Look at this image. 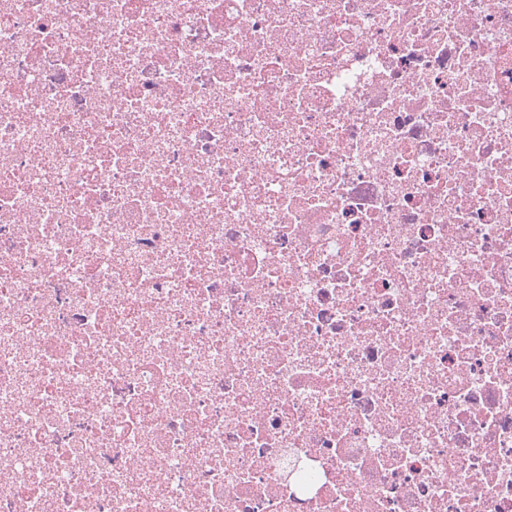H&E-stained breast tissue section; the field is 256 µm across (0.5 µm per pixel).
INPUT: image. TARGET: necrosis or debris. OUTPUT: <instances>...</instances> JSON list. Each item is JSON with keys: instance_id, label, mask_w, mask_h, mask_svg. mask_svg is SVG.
I'll return each instance as SVG.
<instances>
[{"instance_id": "necrosis-or-debris-1", "label": "necrosis or debris", "mask_w": 512, "mask_h": 512, "mask_svg": "<svg viewBox=\"0 0 512 512\" xmlns=\"http://www.w3.org/2000/svg\"><path fill=\"white\" fill-rule=\"evenodd\" d=\"M0 512H512V0H0Z\"/></svg>"}]
</instances>
